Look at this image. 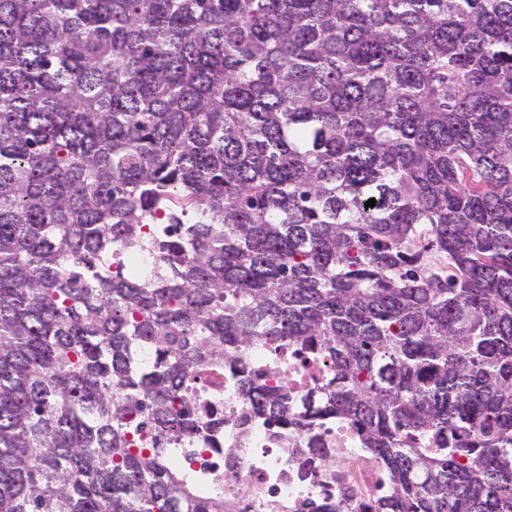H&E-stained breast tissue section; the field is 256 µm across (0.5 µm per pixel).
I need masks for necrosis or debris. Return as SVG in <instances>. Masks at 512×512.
<instances>
[{"instance_id":"1","label":"necrosis or debris","mask_w":512,"mask_h":512,"mask_svg":"<svg viewBox=\"0 0 512 512\" xmlns=\"http://www.w3.org/2000/svg\"><path fill=\"white\" fill-rule=\"evenodd\" d=\"M252 362L259 370L287 371L288 385L298 393L317 385L325 375L319 358L299 359L288 349H256ZM326 441L330 453L336 457L335 468L304 479L285 462L286 448L301 446L299 437L275 440L259 424L244 437L229 423L224 427V445L238 449L244 465L232 469L223 460L210 457L206 460V470L212 477L223 480L224 500L231 504V512H302L306 503L322 494L335 493L342 482L352 486L354 495L341 502L340 512H362L364 495L387 489L381 470L358 447L348 426L332 425Z\"/></svg>"}]
</instances>
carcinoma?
Returning <instances> with one entry per match:
<instances>
[{
  "label": "carcinoma",
  "instance_id": "1",
  "mask_svg": "<svg viewBox=\"0 0 512 512\" xmlns=\"http://www.w3.org/2000/svg\"><path fill=\"white\" fill-rule=\"evenodd\" d=\"M224 369L362 512H512V0H0V512H224ZM252 362L256 369L263 371L288 369V386L299 394L317 385L325 375L324 363L319 358L298 359L291 349L259 348L253 351ZM200 387L201 404L206 403L216 394L222 395L224 399V419L225 415H230L232 409L236 406L235 386L226 370L223 375L206 374L198 381Z\"/></svg>",
  "mask_w": 512,
  "mask_h": 512
}]
</instances>
